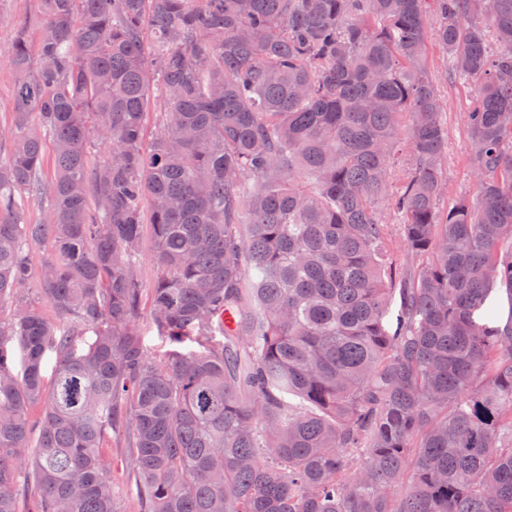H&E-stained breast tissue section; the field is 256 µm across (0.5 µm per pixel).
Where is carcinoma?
<instances>
[{"label": "carcinoma", "instance_id": "cac0c4a2", "mask_svg": "<svg viewBox=\"0 0 512 512\" xmlns=\"http://www.w3.org/2000/svg\"><path fill=\"white\" fill-rule=\"evenodd\" d=\"M41 2L37 41L19 21L6 47L0 512L29 478L30 512H122L101 454L121 429L145 512H512V0ZM432 39L477 80L475 195L446 210ZM405 146L420 269L397 282L378 205ZM146 225L149 315L198 345L159 359L137 331ZM42 241L53 319L21 295Z\"/></svg>", "mask_w": 512, "mask_h": 512}]
</instances>
